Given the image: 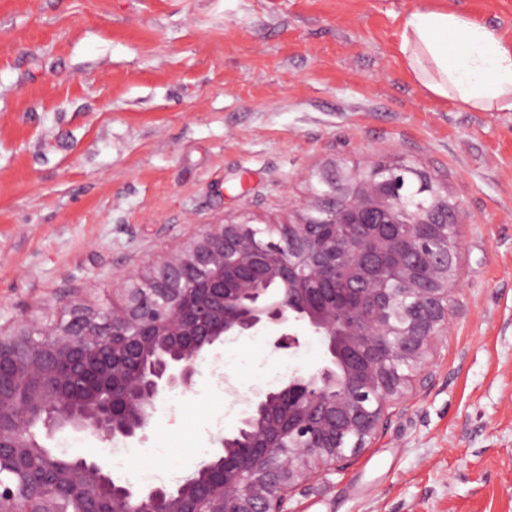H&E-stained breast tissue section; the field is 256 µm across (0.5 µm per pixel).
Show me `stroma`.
<instances>
[{"label": "stroma", "mask_w": 512, "mask_h": 512, "mask_svg": "<svg viewBox=\"0 0 512 512\" xmlns=\"http://www.w3.org/2000/svg\"><path fill=\"white\" fill-rule=\"evenodd\" d=\"M444 6L512 43V0H0V331L98 309L197 225L281 221L330 165H414L466 213L451 332L431 384L286 509L512 512V112L407 73L406 19ZM323 358L314 336L231 339L218 370L157 404L145 444L52 445L172 485L270 375Z\"/></svg>", "instance_id": "stroma-1"}]
</instances>
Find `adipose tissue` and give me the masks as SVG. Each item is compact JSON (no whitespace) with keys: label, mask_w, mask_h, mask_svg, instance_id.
<instances>
[{"label":"adipose tissue","mask_w":512,"mask_h":512,"mask_svg":"<svg viewBox=\"0 0 512 512\" xmlns=\"http://www.w3.org/2000/svg\"><path fill=\"white\" fill-rule=\"evenodd\" d=\"M400 51L430 94L485 111H512V44L495 30L445 9L407 18Z\"/></svg>","instance_id":"obj_1"}]
</instances>
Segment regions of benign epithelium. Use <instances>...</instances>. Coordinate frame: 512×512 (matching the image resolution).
I'll return each mask as SVG.
<instances>
[{"mask_svg":"<svg viewBox=\"0 0 512 512\" xmlns=\"http://www.w3.org/2000/svg\"><path fill=\"white\" fill-rule=\"evenodd\" d=\"M403 177L433 201L404 208ZM291 219L204 224L184 250L126 275L95 312L0 333V512H283L304 482L343 470L389 409L430 383L447 337L461 250L455 206L429 174L368 158L334 166L288 202ZM319 337L325 360L293 371L175 488H134L102 459L56 453L60 431L143 444L156 405L195 385L226 336L276 349Z\"/></svg>","mask_w":512,"mask_h":512,"instance_id":"1","label":"benign epithelium"}]
</instances>
